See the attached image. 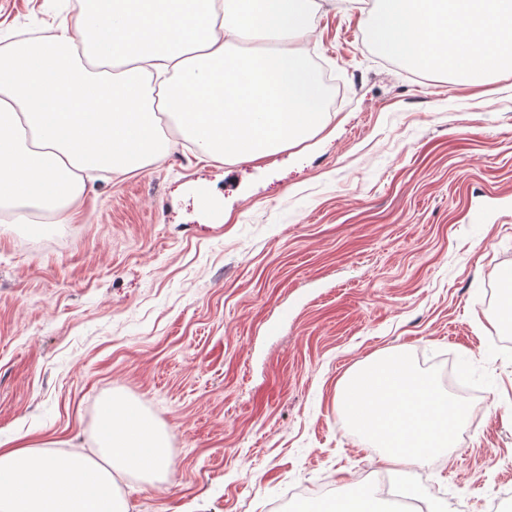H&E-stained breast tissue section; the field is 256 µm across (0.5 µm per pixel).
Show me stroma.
Here are the masks:
<instances>
[{"label": "stroma", "mask_w": 512, "mask_h": 512, "mask_svg": "<svg viewBox=\"0 0 512 512\" xmlns=\"http://www.w3.org/2000/svg\"><path fill=\"white\" fill-rule=\"evenodd\" d=\"M77 0H0V32L52 35ZM322 5L310 54L326 128L264 160L173 147L87 181L70 224L0 231V446L94 455L103 399L167 435L169 476L123 474L128 512H278L304 488L393 473L336 412L341 381L399 350L483 395L421 469L449 512H512V71L471 86L386 59ZM224 191L220 216L199 206Z\"/></svg>", "instance_id": "35a3bbf8"}]
</instances>
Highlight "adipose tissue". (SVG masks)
Instances as JSON below:
<instances>
[{
	"mask_svg": "<svg viewBox=\"0 0 512 512\" xmlns=\"http://www.w3.org/2000/svg\"><path fill=\"white\" fill-rule=\"evenodd\" d=\"M77 0L48 37H0V224L71 223L85 175L138 170L172 120L203 154L258 161L323 129L309 64L314 0ZM101 459L0 448V512H127L124 470L169 474L161 429L105 398Z\"/></svg>",
	"mask_w": 512,
	"mask_h": 512,
	"instance_id": "adipose-tissue-1",
	"label": "adipose tissue"
}]
</instances>
